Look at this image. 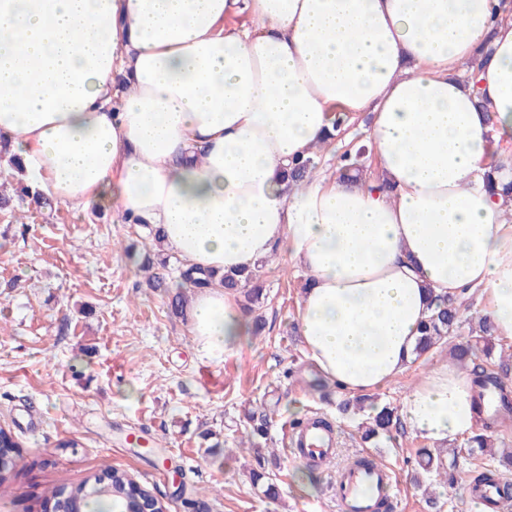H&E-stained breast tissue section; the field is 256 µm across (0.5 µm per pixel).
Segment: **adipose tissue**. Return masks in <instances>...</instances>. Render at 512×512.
<instances>
[{"instance_id":"1","label":"adipose tissue","mask_w":512,"mask_h":512,"mask_svg":"<svg viewBox=\"0 0 512 512\" xmlns=\"http://www.w3.org/2000/svg\"><path fill=\"white\" fill-rule=\"evenodd\" d=\"M366 114L377 177L285 180ZM1 141L35 196L161 227L187 266L287 255L306 357L345 395L408 369L437 295L480 291L512 345V203L485 180L512 182V0H0ZM187 321L219 360L252 333L217 284ZM401 417L438 446L481 432L445 361Z\"/></svg>"}]
</instances>
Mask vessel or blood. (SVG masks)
Instances as JSON below:
<instances>
[{"label": "vessel or blood", "instance_id": "1", "mask_svg": "<svg viewBox=\"0 0 512 512\" xmlns=\"http://www.w3.org/2000/svg\"><path fill=\"white\" fill-rule=\"evenodd\" d=\"M288 446L296 457L326 464L336 451V438L323 425L310 424L292 433ZM394 481V473L371 451L361 452L331 484L338 512H376L381 502L389 500Z\"/></svg>", "mask_w": 512, "mask_h": 512}]
</instances>
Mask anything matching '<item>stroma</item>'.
Segmentation results:
<instances>
[{"label":"stroma","instance_id":"obj_1","mask_svg":"<svg viewBox=\"0 0 512 512\" xmlns=\"http://www.w3.org/2000/svg\"><path fill=\"white\" fill-rule=\"evenodd\" d=\"M0 210V427L19 446L17 464L0 482V512H50L49 491L80 483L106 466L127 472L167 512H336L330 484L347 459L369 449L396 474L399 512H469L463 483L417 488V449L427 442L397 424L365 445L355 419L340 415L334 388L314 383L296 330L303 272L287 256L257 263L265 296L263 327L234 355L205 357L170 295L149 287L148 273L177 276L183 263L155 247L140 224L117 223L111 211L76 212L50 202ZM152 261L151 272L142 269ZM411 364L376 399L401 407L432 364ZM335 425L336 455L327 468L287 456L286 423L314 414ZM266 416L257 449L239 447L252 417ZM216 433L205 448L200 434ZM277 490L254 486L258 458Z\"/></svg>","mask_w":512,"mask_h":512}]
</instances>
